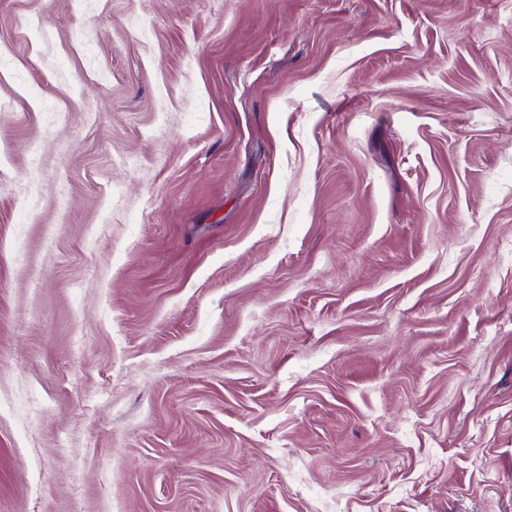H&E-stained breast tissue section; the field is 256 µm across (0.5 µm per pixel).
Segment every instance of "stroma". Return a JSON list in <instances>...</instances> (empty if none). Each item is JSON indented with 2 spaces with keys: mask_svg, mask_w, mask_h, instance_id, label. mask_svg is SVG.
<instances>
[{
  "mask_svg": "<svg viewBox=\"0 0 512 512\" xmlns=\"http://www.w3.org/2000/svg\"><path fill=\"white\" fill-rule=\"evenodd\" d=\"M0 512H512V0H0Z\"/></svg>",
  "mask_w": 512,
  "mask_h": 512,
  "instance_id": "35a3bbf8",
  "label": "stroma"
}]
</instances>
